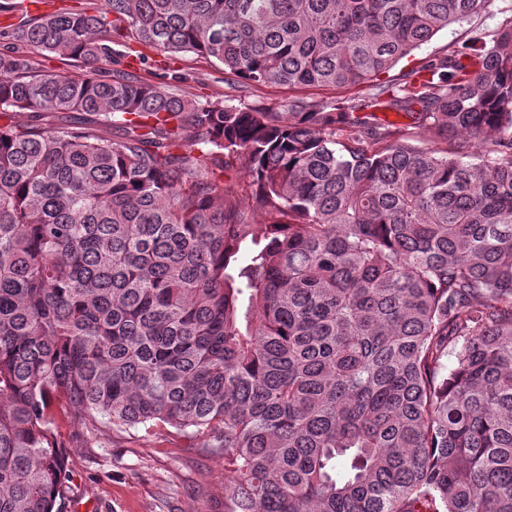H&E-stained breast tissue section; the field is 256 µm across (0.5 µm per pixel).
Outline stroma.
I'll return each instance as SVG.
<instances>
[{
    "label": "stroma",
    "mask_w": 512,
    "mask_h": 512,
    "mask_svg": "<svg viewBox=\"0 0 512 512\" xmlns=\"http://www.w3.org/2000/svg\"><path fill=\"white\" fill-rule=\"evenodd\" d=\"M106 69L168 83L202 101L281 112L292 98L287 88L247 85L193 53L169 57L144 47L136 56H113ZM59 434L71 486L66 512H224V458L199 452L198 439L171 428L89 429L66 417Z\"/></svg>",
    "instance_id": "obj_1"
}]
</instances>
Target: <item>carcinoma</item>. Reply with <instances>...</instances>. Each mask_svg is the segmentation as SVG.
<instances>
[{"label":"carcinoma","mask_w":512,"mask_h":512,"mask_svg":"<svg viewBox=\"0 0 512 512\" xmlns=\"http://www.w3.org/2000/svg\"><path fill=\"white\" fill-rule=\"evenodd\" d=\"M488 2L0 0V512H64L60 406L201 438L224 512H512V8L488 30ZM114 45L370 92L201 102L99 74ZM468 28L467 25H457L452 24L448 26L447 29L442 30L439 32L429 43L422 46L421 49L416 50L414 52V56L408 58V60H403L401 63H399L392 71L391 75H398L400 70L406 71L411 66H413L416 62L420 61V59L426 57L430 53H435L438 51H444L447 49L448 44L460 41L464 38H466L467 32L466 29ZM416 59V60H414Z\"/></svg>","instance_id":"obj_1"}]
</instances>
